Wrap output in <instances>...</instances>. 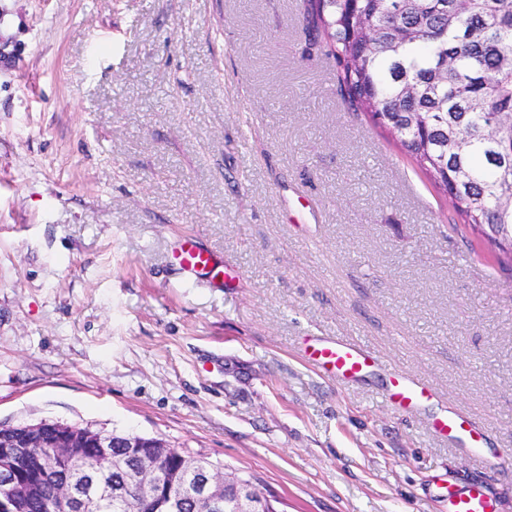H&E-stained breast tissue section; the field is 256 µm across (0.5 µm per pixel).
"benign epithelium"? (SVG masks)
<instances>
[{
	"label": "benign epithelium",
	"mask_w": 512,
	"mask_h": 512,
	"mask_svg": "<svg viewBox=\"0 0 512 512\" xmlns=\"http://www.w3.org/2000/svg\"><path fill=\"white\" fill-rule=\"evenodd\" d=\"M114 448H126L122 456ZM171 447L157 438L123 436L93 431L58 421L37 424L0 425V512H21V505L40 494L50 482L67 471L70 463L87 458L94 469L64 481L56 495L45 503L46 512H99L112 498L106 476L113 470L125 476L130 501L137 512L161 505L172 509L188 494L205 504L207 512H278L279 503L239 476H229L218 466L205 467L194 458H183L180 481L169 483L164 472L144 467L147 455L162 460Z\"/></svg>",
	"instance_id": "7a95c632"
}]
</instances>
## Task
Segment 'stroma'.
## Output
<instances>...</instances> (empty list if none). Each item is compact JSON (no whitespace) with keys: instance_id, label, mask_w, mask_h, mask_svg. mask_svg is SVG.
Wrapping results in <instances>:
<instances>
[{"instance_id":"35a3bbf8","label":"stroma","mask_w":512,"mask_h":512,"mask_svg":"<svg viewBox=\"0 0 512 512\" xmlns=\"http://www.w3.org/2000/svg\"><path fill=\"white\" fill-rule=\"evenodd\" d=\"M307 9L0 0V424L156 437L286 512H448L451 483L512 512V262L343 101ZM318 339L373 363L330 376ZM453 410L480 452L433 432ZM172 256L179 267L191 276H207L213 282L221 279L223 284L224 278H228V274L224 272V265L193 236L182 237ZM308 359L317 367L333 372L338 379H353L371 366L368 348L353 343L319 340L306 350ZM389 400L407 412L414 409L429 393V388L413 378L399 377L393 384Z\"/></svg>"}]
</instances>
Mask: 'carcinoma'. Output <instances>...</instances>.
<instances>
[{"label": "carcinoma", "mask_w": 512, "mask_h": 512, "mask_svg": "<svg viewBox=\"0 0 512 512\" xmlns=\"http://www.w3.org/2000/svg\"><path fill=\"white\" fill-rule=\"evenodd\" d=\"M348 100L495 248L512 243V0H309Z\"/></svg>", "instance_id": "1"}]
</instances>
